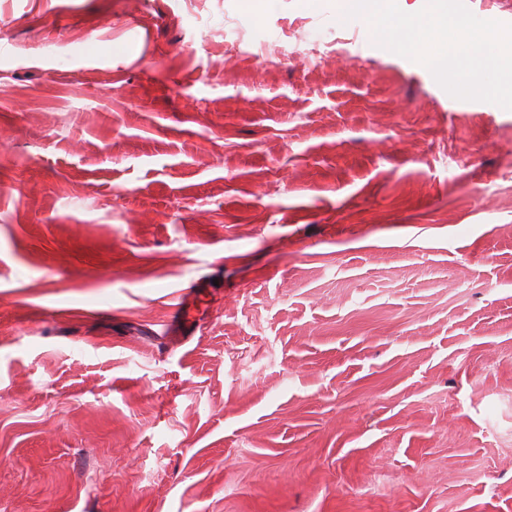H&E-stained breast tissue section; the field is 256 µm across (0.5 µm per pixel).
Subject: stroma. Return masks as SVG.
Returning <instances> with one entry per match:
<instances>
[{
	"label": "stroma",
	"instance_id": "stroma-1",
	"mask_svg": "<svg viewBox=\"0 0 512 512\" xmlns=\"http://www.w3.org/2000/svg\"><path fill=\"white\" fill-rule=\"evenodd\" d=\"M340 18L0 0V512H512V110Z\"/></svg>",
	"mask_w": 512,
	"mask_h": 512
}]
</instances>
